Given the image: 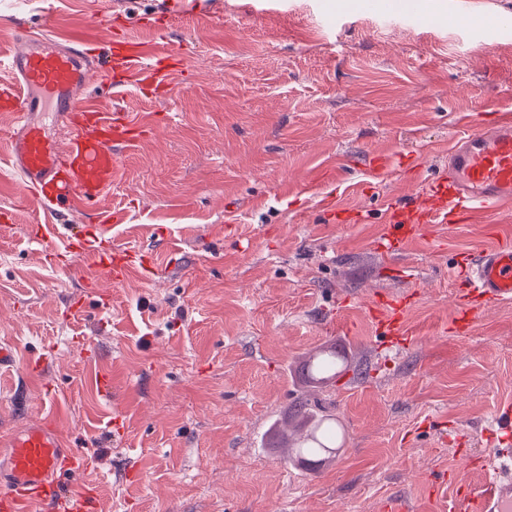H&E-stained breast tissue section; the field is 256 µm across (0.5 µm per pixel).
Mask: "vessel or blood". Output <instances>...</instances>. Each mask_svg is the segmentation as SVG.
<instances>
[{"instance_id":"1","label":"vessel or blood","mask_w":512,"mask_h":512,"mask_svg":"<svg viewBox=\"0 0 512 512\" xmlns=\"http://www.w3.org/2000/svg\"><path fill=\"white\" fill-rule=\"evenodd\" d=\"M358 7L453 29L512 28V15L483 13L469 0H448L447 7L437 11L424 0H358ZM180 60V48L171 43L151 53L143 44L108 33L94 43L18 24L12 49L0 54V67H8L19 84L0 89V110L11 118L6 137L12 165L39 209L71 219L85 214L121 182L122 155L140 132L138 123L122 113L76 102L74 89L94 77L111 83L116 71L140 74L144 81L165 88L171 65ZM47 108L67 129L64 142L49 139L32 121V113ZM510 210L512 113L500 112L486 128L451 139L446 172L429 179L419 195L389 206L376 249L392 258L428 225L462 224L478 213ZM100 231V225L82 224L63 234L70 256L90 259L95 268L94 276L85 281L89 288L102 280L122 283L134 270L131 253L102 246ZM456 267L457 305L449 327L463 333L486 307L512 302V242L461 253ZM414 302L413 294L384 292L370 307L383 349L398 352L415 344L405 322ZM6 446L7 462L0 467V512H33L34 507L48 505L56 512H92L93 492L68 491L71 479L83 476L87 460L69 448L56 422L28 426ZM485 446L490 470L483 488L456 493L451 512H512V403L495 410Z\"/></svg>"}]
</instances>
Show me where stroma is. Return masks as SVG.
Segmentation results:
<instances>
[{
  "instance_id": "obj_1",
  "label": "stroma",
  "mask_w": 512,
  "mask_h": 512,
  "mask_svg": "<svg viewBox=\"0 0 512 512\" xmlns=\"http://www.w3.org/2000/svg\"><path fill=\"white\" fill-rule=\"evenodd\" d=\"M15 0L0 7V51L17 21L174 43L175 94L122 77L92 80L103 108L145 130L100 202L112 242L144 269L99 292L87 260L52 262L60 237L30 202L0 145V440L56 418L89 463L94 512H440L484 479L482 431L512 402V303L468 334L454 313L457 252L512 239L491 213L434 224L400 256L375 249L389 203L444 171L448 140L512 109V33L434 27L381 12L324 15V0H221L215 14L168 15L162 0ZM405 161L374 174L376 156ZM363 211L340 224L328 208ZM442 247L430 249L429 239ZM415 291L417 342L385 355L368 308ZM335 347L338 383L307 382V354ZM112 378L104 395L97 376ZM332 403L335 457L289 462L270 425L297 399ZM119 419L121 433L107 434ZM446 425L447 441L436 429ZM464 437L468 462L456 451ZM436 471L451 483L432 487Z\"/></svg>"
}]
</instances>
